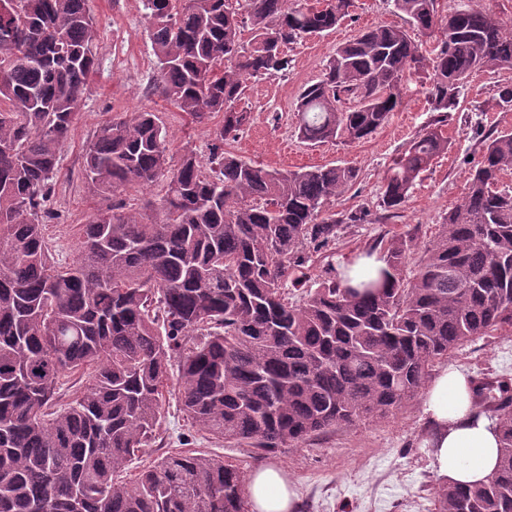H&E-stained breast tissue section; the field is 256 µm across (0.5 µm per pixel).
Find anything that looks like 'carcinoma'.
Listing matches in <instances>:
<instances>
[{"instance_id":"obj_1","label":"carcinoma","mask_w":512,"mask_h":512,"mask_svg":"<svg viewBox=\"0 0 512 512\" xmlns=\"http://www.w3.org/2000/svg\"><path fill=\"white\" fill-rule=\"evenodd\" d=\"M406 26L337 47L296 102L311 143L369 138L402 104V83L437 41L428 98L436 115L389 166L377 199L403 208L448 151V113L477 70L512 69V36L458 0H393ZM162 95L197 124L222 114L208 164L170 150L154 112L108 122L84 155L112 207L80 225L72 263L50 259L45 229L59 148L95 69L88 0H0V512H247L246 479L202 451H172L127 479L160 428L172 366L191 427L271 450L414 399L429 366L476 336L512 329V130L489 135L468 191L443 217L413 278L416 235L377 241L376 276L345 273L288 292L309 247L362 215L332 203L352 166L280 171L224 152L250 112L244 80L288 71L284 48L329 31L350 0H143ZM249 24L245 43L241 28ZM163 181L157 210L117 195ZM475 405L496 420V471L476 488L443 484L435 512H512V376H477ZM55 474L46 489L44 474Z\"/></svg>"}]
</instances>
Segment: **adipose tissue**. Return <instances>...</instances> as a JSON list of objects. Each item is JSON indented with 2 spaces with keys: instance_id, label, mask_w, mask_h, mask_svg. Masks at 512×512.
Instances as JSON below:
<instances>
[{
  "instance_id": "adipose-tissue-1",
  "label": "adipose tissue",
  "mask_w": 512,
  "mask_h": 512,
  "mask_svg": "<svg viewBox=\"0 0 512 512\" xmlns=\"http://www.w3.org/2000/svg\"><path fill=\"white\" fill-rule=\"evenodd\" d=\"M468 379L460 369H443L429 383L422 407L429 429L425 444L438 479L476 486L497 467L500 432L495 420L473 406ZM246 493L253 512L294 510L295 494L277 467L249 475Z\"/></svg>"
}]
</instances>
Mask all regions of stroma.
<instances>
[{
  "label": "stroma",
  "mask_w": 512,
  "mask_h": 512,
  "mask_svg": "<svg viewBox=\"0 0 512 512\" xmlns=\"http://www.w3.org/2000/svg\"><path fill=\"white\" fill-rule=\"evenodd\" d=\"M89 5L98 32L95 71L71 136L60 149L53 199L57 219L46 230L52 256L63 265L78 255L80 224L107 206L83 175L85 151L107 121L141 110L156 112L169 129L173 155L190 149L203 161L213 139L212 124L188 123L155 88L156 58L147 37L142 0H90ZM402 22L391 0H351L348 16L335 30L289 45L291 65L286 75L246 80L240 105L250 112L251 121L225 142V150L271 169L325 164L356 167L358 179L337 199L336 209H375L390 159L430 118L424 88L415 80L405 84L403 104L389 122L368 139L352 144L301 142L295 130L294 103L305 84L321 77L337 46L366 28ZM505 82L512 83V69L479 71L470 77L459 110L448 115L447 152L416 180L400 216L382 224L349 226L329 247L314 252L304 270L309 287H317L329 269L347 265L383 236L416 232L411 259L419 261L444 214L463 197L485 137L512 129V109L496 104L497 86ZM449 365L472 377L512 373V331L473 338L448 360L435 362L431 371L436 374ZM160 433L170 450L185 444L220 456L247 474L265 464L279 466L295 485L297 512H434L439 480L424 446L427 425L418 397L387 417L366 419L266 453L250 447H224L190 427L174 386L166 395Z\"/></svg>",
  "instance_id": "35a3bbf8"
}]
</instances>
